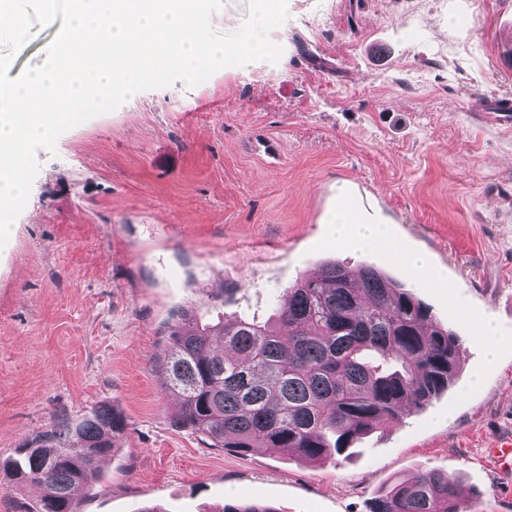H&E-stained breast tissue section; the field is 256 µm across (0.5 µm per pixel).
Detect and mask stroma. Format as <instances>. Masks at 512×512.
Returning <instances> with one entry per match:
<instances>
[{
    "mask_svg": "<svg viewBox=\"0 0 512 512\" xmlns=\"http://www.w3.org/2000/svg\"><path fill=\"white\" fill-rule=\"evenodd\" d=\"M277 62L134 94L64 132L0 249V463L56 411L112 406L127 427L74 512H366L448 470L471 512H512V0H287ZM347 204L418 255L337 243ZM329 262L371 264L466 340L447 392L319 464L211 448L177 424L153 362L182 310L266 321ZM496 333V359L480 341Z\"/></svg>",
    "mask_w": 512,
    "mask_h": 512,
    "instance_id": "35a3bbf8",
    "label": "stroma"
}]
</instances>
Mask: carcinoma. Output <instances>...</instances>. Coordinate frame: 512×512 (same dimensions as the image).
<instances>
[{"mask_svg":"<svg viewBox=\"0 0 512 512\" xmlns=\"http://www.w3.org/2000/svg\"><path fill=\"white\" fill-rule=\"evenodd\" d=\"M272 320L201 325L181 311L155 361L178 399L179 424L213 448L244 455L278 448L319 463L363 435L425 409L454 380L465 339L406 287L373 265L335 262L275 297ZM224 339V350L212 338ZM123 415L101 406L75 421L64 412L23 441L4 466L43 494L28 512H73L75 491L97 477L124 434ZM221 512H278L227 502ZM368 512H470L442 469L377 495Z\"/></svg>","mask_w":512,"mask_h":512,"instance_id":"1","label":"carcinoma"}]
</instances>
